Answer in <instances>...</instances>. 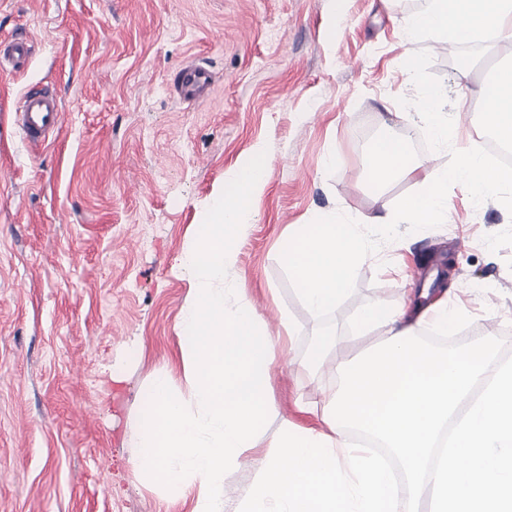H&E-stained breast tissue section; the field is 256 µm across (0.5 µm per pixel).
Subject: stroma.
I'll use <instances>...</instances> for the list:
<instances>
[{
    "label": "stroma",
    "instance_id": "35a3bbf8",
    "mask_svg": "<svg viewBox=\"0 0 512 512\" xmlns=\"http://www.w3.org/2000/svg\"><path fill=\"white\" fill-rule=\"evenodd\" d=\"M425 5L0 0V38L34 45L24 66L0 72V512H187L174 491L135 473L134 429L151 375H182L176 324L194 288L182 258L257 144L271 160L268 183L226 282L282 343L271 354L275 409L224 481V512L250 495L281 418L320 428L301 407L336 387V351L373 343L356 330L363 308L397 307L409 285L442 287L472 328L491 327L512 351V185L477 200L449 184L444 224L363 221L420 191L406 179L369 182L364 140L409 130L411 157L451 167L458 148L483 149L475 91L512 64V42L450 55L429 36L402 40L405 17ZM409 54L425 64L421 82L403 66ZM189 61L213 76L207 100L175 93ZM37 84L64 110L41 145L14 123ZM426 85L448 94L444 150L418 112ZM323 211L356 225L373 252L335 307L317 313L297 292L284 243ZM321 344L329 356L315 367Z\"/></svg>",
    "mask_w": 512,
    "mask_h": 512
}]
</instances>
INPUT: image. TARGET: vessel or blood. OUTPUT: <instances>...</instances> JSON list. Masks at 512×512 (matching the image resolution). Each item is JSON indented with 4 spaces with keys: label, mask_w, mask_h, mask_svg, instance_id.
Returning a JSON list of instances; mask_svg holds the SVG:
<instances>
[{
    "label": "vessel or blood",
    "mask_w": 512,
    "mask_h": 512,
    "mask_svg": "<svg viewBox=\"0 0 512 512\" xmlns=\"http://www.w3.org/2000/svg\"><path fill=\"white\" fill-rule=\"evenodd\" d=\"M33 54L29 40L4 38L0 40V71L26 63ZM212 80L203 67L190 64L179 73L178 92L186 99L202 97ZM62 106L54 91L45 86L26 89L16 106L15 123L24 138L32 143L45 142L63 123Z\"/></svg>",
    "instance_id": "obj_1"
}]
</instances>
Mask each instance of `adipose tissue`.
Returning <instances> with one entry per match:
<instances>
[{"mask_svg":"<svg viewBox=\"0 0 512 512\" xmlns=\"http://www.w3.org/2000/svg\"><path fill=\"white\" fill-rule=\"evenodd\" d=\"M489 32L512 39V0H429L402 25L405 41L432 35L451 47ZM480 95L491 130L511 143L512 68L487 81ZM366 170L375 184L407 178L423 187L398 212L367 216L370 224H440L448 219L449 182L479 199L512 183L511 168L489 166L470 149L461 150L450 169L425 166L408 155L404 138L393 134L386 144L368 150ZM285 248L293 257L290 271L300 296L311 310L322 312L347 293L369 244L353 225L330 212L318 216L316 223L298 225ZM462 319L447 300L429 299L423 291L414 295L408 309L371 305L359 314L357 326L382 341L425 325L444 333ZM268 456V467L257 476L239 512H406L391 472L362 445L313 429L297 430L285 419L268 443Z\"/></svg>","mask_w":512,"mask_h":512,"instance_id":"1","label":"adipose tissue"}]
</instances>
